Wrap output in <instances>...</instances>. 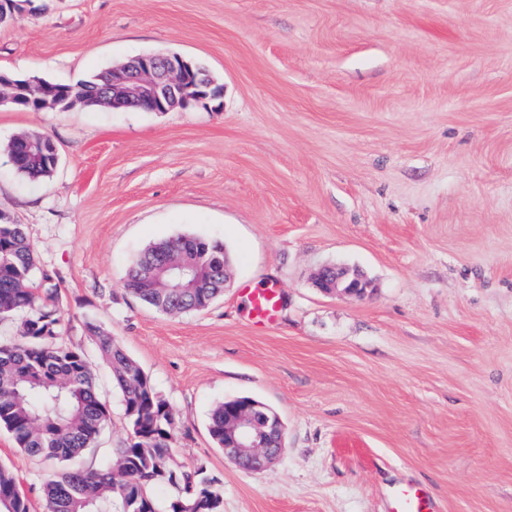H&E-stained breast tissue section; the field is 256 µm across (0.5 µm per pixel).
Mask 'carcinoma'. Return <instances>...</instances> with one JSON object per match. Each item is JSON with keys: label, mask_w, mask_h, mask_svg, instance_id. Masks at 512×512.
Returning a JSON list of instances; mask_svg holds the SVG:
<instances>
[{"label": "carcinoma", "mask_w": 512, "mask_h": 512, "mask_svg": "<svg viewBox=\"0 0 512 512\" xmlns=\"http://www.w3.org/2000/svg\"><path fill=\"white\" fill-rule=\"evenodd\" d=\"M7 152L16 158L15 171L30 181L51 176L49 167L30 162L12 142ZM175 244L196 258L202 268L224 260L218 241L179 236L148 246L132 263L126 289L142 302L164 313L206 309L224 292V277L204 276L201 288H179L172 283V298L156 301L153 288H140L143 265ZM26 314L15 336H0V428L8 431L25 453L50 462H66L68 469L44 486V512H196L197 501L208 504L204 512H220L221 494L202 471L177 473L170 467L174 416L167 402L142 397V382L135 361L112 334L94 324L86 329L119 391L126 421L130 409L149 424L135 442L115 449L111 464L100 469L79 465L83 451L100 434L108 415L97 396L85 353L57 343L63 314L54 273L36 266L35 256L21 224H0V320ZM209 433L224 447V404L209 418ZM169 484L177 494L167 503L155 499L151 487ZM0 492L11 493L5 512H30L16 476L0 467Z\"/></svg>", "instance_id": "obj_1"}]
</instances>
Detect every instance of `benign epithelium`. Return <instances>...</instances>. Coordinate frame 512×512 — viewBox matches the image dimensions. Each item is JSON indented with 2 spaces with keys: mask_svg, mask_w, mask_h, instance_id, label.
Listing matches in <instances>:
<instances>
[{
  "mask_svg": "<svg viewBox=\"0 0 512 512\" xmlns=\"http://www.w3.org/2000/svg\"><path fill=\"white\" fill-rule=\"evenodd\" d=\"M0 12L17 21L32 14L28 0H0ZM202 70L178 54H145L112 66L105 84L88 95L72 88L60 89L38 81L19 87L12 80L0 79V106H30L47 111L61 102L75 107L91 97L99 106L114 108L139 106L150 112H169L195 101L219 96L216 83L200 77ZM144 283L151 288H167L177 282L184 288L201 284L198 266L187 261L184 253L169 254L141 271ZM317 287L327 294L343 292L362 296L369 288L361 277H348L334 266L320 269ZM284 425L276 415L267 414L251 398H240L224 406V456L241 467L259 471L271 464L283 447Z\"/></svg>",
  "mask_w": 512,
  "mask_h": 512,
  "instance_id": "obj_1",
  "label": "benign epithelium"
}]
</instances>
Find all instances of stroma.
Masks as SVG:
<instances>
[{
  "label": "stroma",
  "instance_id": "1",
  "mask_svg": "<svg viewBox=\"0 0 512 512\" xmlns=\"http://www.w3.org/2000/svg\"><path fill=\"white\" fill-rule=\"evenodd\" d=\"M0 27V72L74 84L178 54L224 88L175 112L0 107V217L56 272L60 343L82 349L108 421L81 462L127 439L86 331L109 330L174 417L171 465L203 470L222 512H390L415 483L431 512H512V0H40ZM46 135L31 182L5 147ZM223 243L222 296L166 314L124 287L150 244ZM326 265L366 296L329 295ZM272 283L276 321L248 320ZM254 398L283 451L250 472L208 421ZM31 512L60 472L0 429ZM316 283L317 287L327 294L343 292L363 296L369 288L368 282L363 278H349L344 270L334 266L322 267L318 273Z\"/></svg>",
  "mask_w": 512,
  "mask_h": 512
}]
</instances>
